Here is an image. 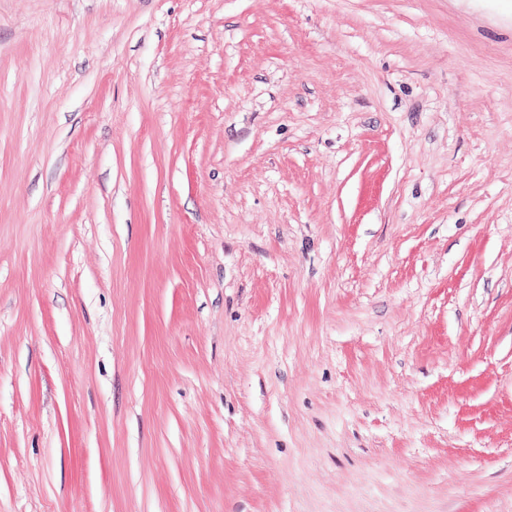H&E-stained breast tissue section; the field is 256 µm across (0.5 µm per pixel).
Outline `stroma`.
Listing matches in <instances>:
<instances>
[{"instance_id":"obj_1","label":"stroma","mask_w":512,"mask_h":512,"mask_svg":"<svg viewBox=\"0 0 512 512\" xmlns=\"http://www.w3.org/2000/svg\"><path fill=\"white\" fill-rule=\"evenodd\" d=\"M0 512H512V0H0Z\"/></svg>"}]
</instances>
